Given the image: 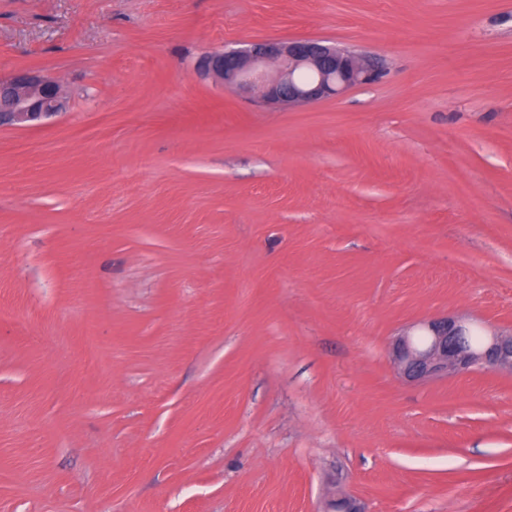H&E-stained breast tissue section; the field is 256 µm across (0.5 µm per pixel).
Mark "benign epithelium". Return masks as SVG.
Instances as JSON below:
<instances>
[{
	"instance_id": "benign-epithelium-1",
	"label": "benign epithelium",
	"mask_w": 512,
	"mask_h": 512,
	"mask_svg": "<svg viewBox=\"0 0 512 512\" xmlns=\"http://www.w3.org/2000/svg\"><path fill=\"white\" fill-rule=\"evenodd\" d=\"M195 70L232 93H256L265 105L279 109L336 97L380 74L369 56L316 38L258 40L209 51ZM66 108L60 84L39 70L25 68L0 78V127L39 126ZM473 330L459 318L432 319L417 333L395 336L389 353L407 382L463 375L475 366L512 372V336L485 337L473 346L467 342Z\"/></svg>"
}]
</instances>
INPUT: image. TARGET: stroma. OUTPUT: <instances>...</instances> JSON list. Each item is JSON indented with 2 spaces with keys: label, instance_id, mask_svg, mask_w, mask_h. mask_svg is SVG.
Returning a JSON list of instances; mask_svg holds the SVG:
<instances>
[{
  "label": "stroma",
  "instance_id": "1",
  "mask_svg": "<svg viewBox=\"0 0 512 512\" xmlns=\"http://www.w3.org/2000/svg\"><path fill=\"white\" fill-rule=\"evenodd\" d=\"M294 38L382 75L272 109L193 70ZM21 68L69 104L0 128V512H512V375L388 356L512 333V0H0ZM475 329L459 318L432 319L421 326L419 333L405 330L395 336L389 353L407 382L463 375L475 366L512 372V336L488 339L482 333V344L472 346L466 337Z\"/></svg>",
  "mask_w": 512,
  "mask_h": 512
}]
</instances>
